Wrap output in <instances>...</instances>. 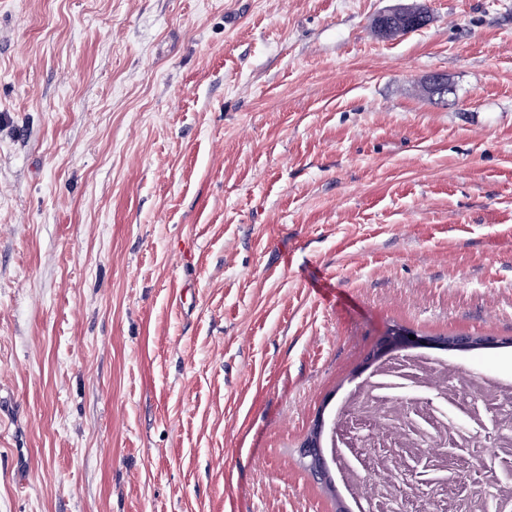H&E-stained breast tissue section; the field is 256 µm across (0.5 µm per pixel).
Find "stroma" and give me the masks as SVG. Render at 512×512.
Instances as JSON below:
<instances>
[{
  "mask_svg": "<svg viewBox=\"0 0 512 512\" xmlns=\"http://www.w3.org/2000/svg\"><path fill=\"white\" fill-rule=\"evenodd\" d=\"M406 2L0 0V512H336L390 326L512 378V0ZM414 335L415 340L409 339ZM504 343L495 337L477 339V336H461L455 339L438 336H421L410 330L396 329L386 335L370 357L371 365H378L392 357L394 354L416 348L437 350H486L500 348ZM312 429V438L306 440L299 452L309 468L320 474L325 480L332 482L329 475L328 461L325 456L322 440L327 429L323 416H318L314 421Z\"/></svg>",
  "mask_w": 512,
  "mask_h": 512,
  "instance_id": "1",
  "label": "stroma"
}]
</instances>
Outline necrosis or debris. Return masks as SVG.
Wrapping results in <instances>:
<instances>
[{
    "mask_svg": "<svg viewBox=\"0 0 512 512\" xmlns=\"http://www.w3.org/2000/svg\"><path fill=\"white\" fill-rule=\"evenodd\" d=\"M500 421L508 439L487 450L474 418ZM336 469L352 487L368 484L356 512H512V379L476 377L447 359L398 355L344 398L335 418ZM438 465L432 494L400 493L398 465Z\"/></svg>",
    "mask_w": 512,
    "mask_h": 512,
    "instance_id": "necrosis-or-debris-1",
    "label": "necrosis or debris"
}]
</instances>
